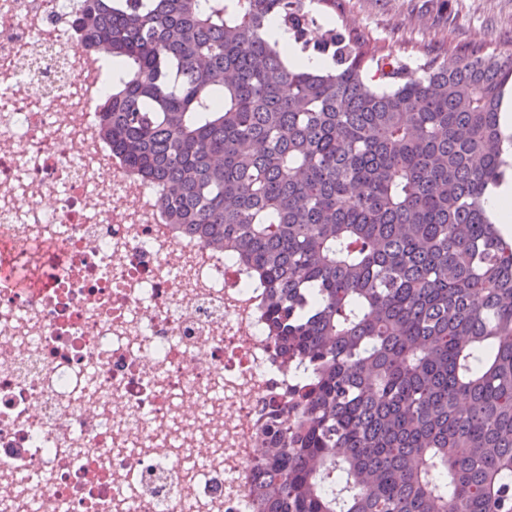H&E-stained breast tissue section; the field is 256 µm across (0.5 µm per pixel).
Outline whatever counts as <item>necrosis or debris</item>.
<instances>
[{
	"instance_id": "obj_1",
	"label": "necrosis or debris",
	"mask_w": 512,
	"mask_h": 512,
	"mask_svg": "<svg viewBox=\"0 0 512 512\" xmlns=\"http://www.w3.org/2000/svg\"><path fill=\"white\" fill-rule=\"evenodd\" d=\"M86 0H0V512H260L267 289L99 134Z\"/></svg>"
}]
</instances>
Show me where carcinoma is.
Listing matches in <instances>:
<instances>
[{
  "instance_id": "obj_1",
  "label": "carcinoma",
  "mask_w": 512,
  "mask_h": 512,
  "mask_svg": "<svg viewBox=\"0 0 512 512\" xmlns=\"http://www.w3.org/2000/svg\"><path fill=\"white\" fill-rule=\"evenodd\" d=\"M76 27L111 55L112 152L269 289L304 365L260 506L512 512V241L485 205L512 178V53L412 60L304 0H87Z\"/></svg>"
}]
</instances>
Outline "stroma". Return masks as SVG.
<instances>
[{"instance_id":"obj_1","label":"stroma","mask_w":512,"mask_h":512,"mask_svg":"<svg viewBox=\"0 0 512 512\" xmlns=\"http://www.w3.org/2000/svg\"><path fill=\"white\" fill-rule=\"evenodd\" d=\"M323 21L400 53L432 52L443 64L463 49L512 53V0H340Z\"/></svg>"}]
</instances>
